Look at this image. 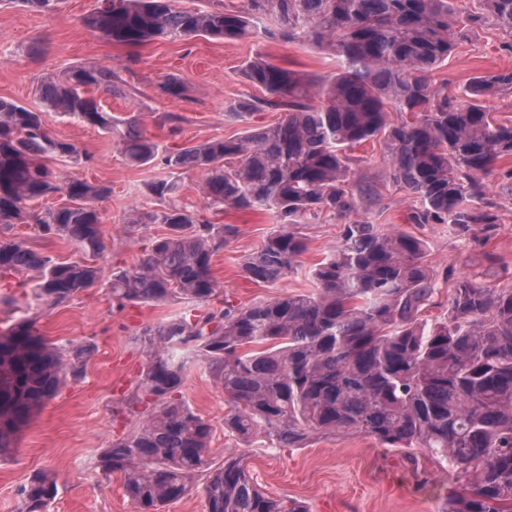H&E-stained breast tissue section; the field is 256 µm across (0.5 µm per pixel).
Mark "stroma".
I'll list each match as a JSON object with an SVG mask.
<instances>
[{
    "instance_id": "obj_1",
    "label": "stroma",
    "mask_w": 512,
    "mask_h": 512,
    "mask_svg": "<svg viewBox=\"0 0 512 512\" xmlns=\"http://www.w3.org/2000/svg\"><path fill=\"white\" fill-rule=\"evenodd\" d=\"M96 3L60 0L49 13L22 6L0 7V97L35 110L45 80L63 78L79 67L112 66L119 69L121 79L111 93L102 95L101 103L113 117L120 121L137 118L146 135L163 145L200 144L240 135L249 123L267 125L281 119V112L267 111L255 113L244 123L233 114L239 100L262 94L240 74L242 64L256 54L308 73L336 71L335 58L307 43H273L259 35L239 41L197 37L136 48L115 44L81 23ZM37 39L46 42L39 57L31 53ZM500 69H512V34L488 23L469 32L433 79L447 84L449 93L456 96L471 77ZM171 76L183 84V98L162 93V83ZM166 112L182 117L177 136H170L168 128L159 124ZM47 124L56 139L93 157L87 165L59 162V169L103 183L111 193L97 203L106 244L97 260L101 282L43 314L38 326L64 346L93 342L96 353L85 378L63 388L39 410L23 429L17 451L0 460V512H18L17 487L40 471L52 472L57 478L58 495L51 512H136L123 493L120 475L103 479L93 463L102 448L130 427L112 409L141 368L143 356L136 336L144 326L174 316L189 304L182 299L125 307L113 302L108 290L113 273L134 264L163 232L160 225L149 224L129 235L125 229L129 209L157 208L147 186L173 176L180 185L181 203L197 218L235 225L238 233L215 256L213 272L220 297L238 304L285 292H311L308 271L336 248L342 226L339 219L325 214L300 225L307 250L298 265L276 286L255 285L243 277L240 266L274 229L271 215L233 208L212 210L201 192L202 171L173 175L157 162L135 168L117 152L114 135L55 113L48 115ZM351 156L359 219L384 230L412 234L427 244L426 262L436 283V305L430 317H447L448 297L460 277L480 271L485 284L512 288V194L502 192L498 172L482 179L483 201L498 218L495 232L485 234L475 225L460 233L449 224L408 223L413 201L394 179L382 140L354 147ZM487 251L496 255L497 262L485 271L481 264ZM181 394L212 425L211 458L219 463L225 457L245 454L252 475L269 495L301 501L310 512H442L451 476L424 450L386 448L360 435L314 437L302 448H277L262 436L248 440L232 436L224 430L228 408L224 392L200 365L187 373Z\"/></svg>"
}]
</instances>
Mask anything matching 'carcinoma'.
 Returning <instances> with one entry per match:
<instances>
[{
  "label": "carcinoma",
  "mask_w": 512,
  "mask_h": 512,
  "mask_svg": "<svg viewBox=\"0 0 512 512\" xmlns=\"http://www.w3.org/2000/svg\"><path fill=\"white\" fill-rule=\"evenodd\" d=\"M58 3L0 0L42 11ZM480 6L463 14L451 0H243L234 10L220 2L185 9L178 0H99L82 18L88 30L129 47L260 33L271 42L304 41L339 62L337 73L321 76L254 56L243 76L265 96L239 103L237 115L284 117L237 137L169 149L137 120L123 123L116 148L129 165L158 160L174 172L201 170L211 205L276 220L243 261L250 282L273 287L288 274L307 250L296 232L303 220L322 212L344 220L336 250L310 270L311 292L210 308L219 288L213 257L237 228L188 212L177 181L150 184L165 205L134 210L127 230L159 224L164 234L135 265L112 274V299L122 306L180 298L200 309L142 328L143 363L120 400L134 425L94 463L107 480L122 476L138 512H162L197 488L207 512H309L261 490L243 456L211 461L212 426L181 396L197 363L224 390V428L241 439L265 434L280 448H300L312 435L360 434L387 448H424L454 476L443 512H512V288L465 277L448 298V317L429 321L436 291L426 244L357 219L347 155L383 139L414 202L410 223L494 231L481 179L512 156V124L497 122L485 103L512 90V70L470 78L459 97L430 79L474 25L491 20L512 32V0ZM118 80L109 66L74 69L40 87L39 112L0 98V278L29 279L43 312L93 288L100 267L59 262L11 229L34 224L44 238L96 259L106 245L95 202L111 193L54 168L58 158L87 163L92 155L53 138L44 113L110 133L116 123L90 92H110ZM391 109L412 118L393 124ZM55 195L65 203L36 209ZM94 355L91 342L66 349L48 341L35 316L0 328V460L15 452L35 412L85 377ZM57 494L56 478L36 473L18 489L19 512H50Z\"/></svg>",
  "instance_id": "cac0c4a2"
}]
</instances>
